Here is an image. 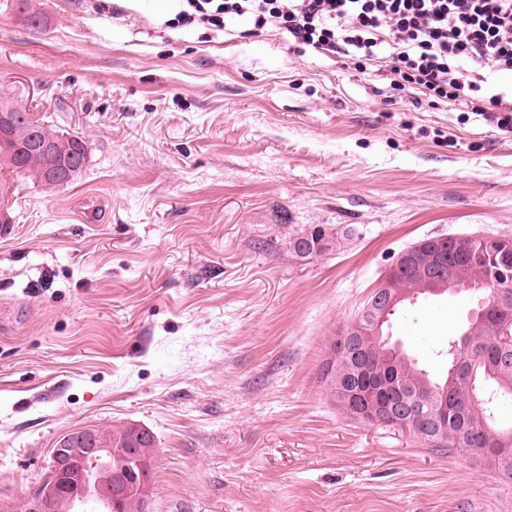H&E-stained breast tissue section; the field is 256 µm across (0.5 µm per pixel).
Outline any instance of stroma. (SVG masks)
<instances>
[{
	"mask_svg": "<svg viewBox=\"0 0 512 512\" xmlns=\"http://www.w3.org/2000/svg\"><path fill=\"white\" fill-rule=\"evenodd\" d=\"M34 5L44 29L0 11V101L89 157L66 185L0 172V505L67 432L133 423L156 440L140 512H512V481L354 419L319 374L402 250L512 239V134L386 110L383 72L278 32L166 28L173 0ZM317 225L352 235L296 257ZM473 307L422 295L384 330L439 375Z\"/></svg>",
	"mask_w": 512,
	"mask_h": 512,
	"instance_id": "obj_1",
	"label": "stroma"
}]
</instances>
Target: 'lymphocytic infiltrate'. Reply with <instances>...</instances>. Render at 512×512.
<instances>
[{
    "label": "lymphocytic infiltrate",
    "instance_id": "lymphocytic-infiltrate-1",
    "mask_svg": "<svg viewBox=\"0 0 512 512\" xmlns=\"http://www.w3.org/2000/svg\"><path fill=\"white\" fill-rule=\"evenodd\" d=\"M272 29L295 45L384 67L412 105L452 103L512 133V0H178L166 27Z\"/></svg>",
    "mask_w": 512,
    "mask_h": 512
}]
</instances>
